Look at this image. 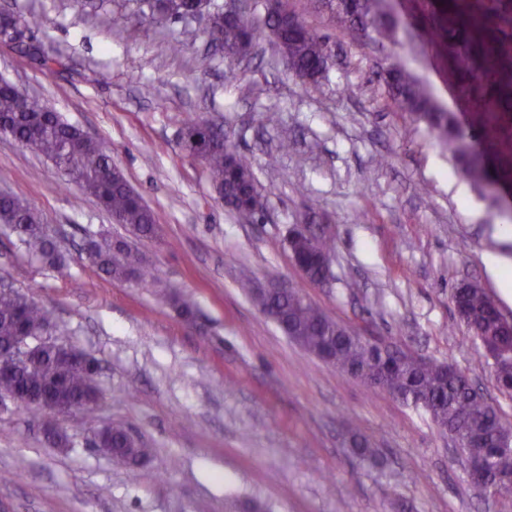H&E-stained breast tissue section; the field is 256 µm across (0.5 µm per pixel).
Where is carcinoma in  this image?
<instances>
[{
  "label": "carcinoma",
  "mask_w": 512,
  "mask_h": 512,
  "mask_svg": "<svg viewBox=\"0 0 512 512\" xmlns=\"http://www.w3.org/2000/svg\"><path fill=\"white\" fill-rule=\"evenodd\" d=\"M140 4L147 8V17L163 23H186L200 5H205L209 38L238 58L250 56L260 40L272 36L271 18L260 22L248 19V0H241L242 13L237 21L224 18V6L211 0H140ZM282 6L297 27L280 32L274 40L276 50L302 81L318 85L328 79V41L288 3ZM326 6L345 25L372 32L379 41L396 40V25L383 11V0H326ZM445 8L448 63L456 72L461 89L473 99L475 111L512 115V0H445ZM385 81L399 105L436 133L463 177L484 192L495 193L512 186V174H490L488 157L467 143L455 117L431 101L404 63L393 64ZM0 120L7 134L24 148L50 160L63 177L77 182L119 223L139 236H154V212L128 183L112 177V157L105 143L86 137L39 97L21 93L5 79L0 81ZM202 122L203 119L196 118L185 123L181 131L185 148L192 154L202 153L203 168L226 207L244 219L262 216L266 200L258 187L251 159L227 142L207 146ZM0 223L14 227L29 253L58 268L64 267L46 227L29 205L16 197H0ZM291 248L303 256L329 257L334 253V242L326 236H304L292 241ZM87 258L115 279L135 274L143 280L148 276L140 258L123 241L96 240ZM242 288L305 351L319 358L326 350H334V357L327 364L342 375L365 383L379 365L374 351L355 337L340 335L341 322L307 302L295 289L270 300L254 293L246 284ZM461 303L479 320L484 332L499 331L501 312L484 288L475 285L466 289ZM50 326L49 312L11 288L0 289V346L12 344L23 328L37 334ZM376 388L388 394L394 389L405 392L403 404L425 409L441 429L481 422L487 424L492 443L505 435L512 437V428L504 424L497 407L473 391L469 378L451 365L446 367L431 360L421 366L408 363L402 371L390 372ZM33 390L57 400L80 397L88 403L95 401L98 392L94 380L58 352L46 353L41 364L3 381L0 397L10 395L24 409L26 393ZM352 443L357 458L378 461V449L366 436L355 431ZM95 444L126 463H137L150 452L140 442L129 440L123 431L110 427L97 433ZM463 452L468 457L490 453L494 466L512 470V450L492 446L465 448Z\"/></svg>",
  "instance_id": "obj_1"
}]
</instances>
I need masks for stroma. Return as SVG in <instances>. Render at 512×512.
<instances>
[{
    "label": "stroma",
    "instance_id": "1",
    "mask_svg": "<svg viewBox=\"0 0 512 512\" xmlns=\"http://www.w3.org/2000/svg\"><path fill=\"white\" fill-rule=\"evenodd\" d=\"M395 42L336 22L313 0H289L333 48L328 79L303 83L264 41L237 61L198 33L167 52L182 24L159 25L137 0H0L24 19L38 52L0 39V77L48 102L103 141L154 211L155 237L137 241L160 282L112 279L86 257L87 239H129L51 161L0 133V189L27 202L53 234L65 270L31 256L0 224V281L50 310L59 342L99 363V405L56 415L70 445L51 446L39 412L0 408V512H239L257 498L272 512H512V495L471 483L458 448L421 409L340 375L292 342L246 296L242 282H280L368 340L453 365L512 426L479 340L453 313L452 289L481 284L512 321L482 256L508 250L502 199L456 188L457 163L434 133L403 112L384 81L403 62L433 101L494 151L512 117L474 112L448 67L436 0H389ZM206 68H199L201 57ZM192 115L220 126L251 158L267 210L247 223L229 211L199 161L182 149ZM291 141L281 150V141ZM308 226L334 239L331 276L308 283L293 265L288 232ZM197 307L187 323L168 287ZM123 427L150 448L138 468L94 448ZM382 462L356 460L351 428Z\"/></svg>",
    "mask_w": 512,
    "mask_h": 512
}]
</instances>
